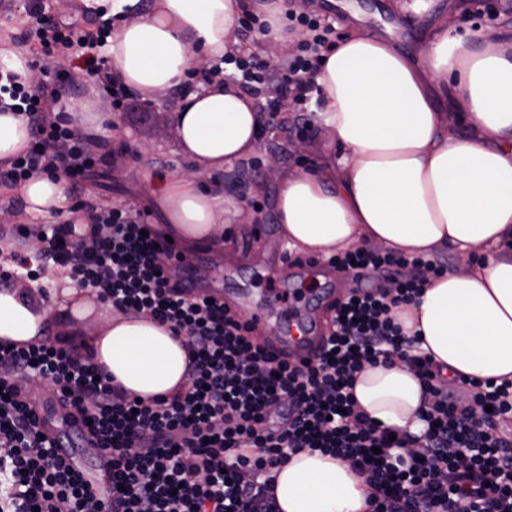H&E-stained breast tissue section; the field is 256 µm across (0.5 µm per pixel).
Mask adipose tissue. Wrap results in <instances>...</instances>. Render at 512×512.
<instances>
[{
	"instance_id": "1",
	"label": "adipose tissue",
	"mask_w": 512,
	"mask_h": 512,
	"mask_svg": "<svg viewBox=\"0 0 512 512\" xmlns=\"http://www.w3.org/2000/svg\"><path fill=\"white\" fill-rule=\"evenodd\" d=\"M116 18L107 59L143 100L174 93L198 62L223 59L238 44V18L252 0H82ZM323 95L316 121L339 153L317 173L277 175L275 213L288 249L319 256L358 247L409 256L452 249L459 269L428 280L418 303L399 314L407 334L443 374L512 382V36L473 40L444 28L418 56L386 39L351 35L315 77ZM104 89L86 82L64 103L66 119L99 142L112 139ZM180 154L194 175L147 171L143 180L165 235L185 255L222 250L240 214L217 176L248 160L262 140L255 101L222 82L177 100ZM467 133H460V126ZM32 143L26 117L0 112V161ZM35 219L71 214L75 188L58 173L20 185ZM49 300L29 307L20 288L0 290V342H28L52 330L80 338L95 364L131 394L171 396L186 380L181 340L148 317L121 315L63 272ZM420 377L402 363L365 366L353 387L360 411L383 428L420 434L426 402ZM280 512H365L368 487L348 463L302 451L274 471Z\"/></svg>"
}]
</instances>
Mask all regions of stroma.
I'll return each instance as SVG.
<instances>
[{"label":"stroma","instance_id":"35a3bbf8","mask_svg":"<svg viewBox=\"0 0 512 512\" xmlns=\"http://www.w3.org/2000/svg\"><path fill=\"white\" fill-rule=\"evenodd\" d=\"M351 2L356 7L352 13L344 9L341 0H311L309 9L334 21L343 35L358 31L376 34L408 55L418 53L448 16L455 18L461 30L475 35L492 36L512 29V0H494V16L490 19L472 16L471 0H424V10L419 14L409 10L410 0ZM320 107L321 97L315 93L304 111L282 112L283 127L263 136L258 153L252 157L253 167L244 174L241 192L261 203V225H253L257 214L250 207H243L242 229L224 241L226 259H219L214 251L203 247L184 261L187 275L196 284L239 295L251 311L271 308L277 320L314 312L324 321H331V299L340 280L335 273L326 278L316 276L310 254L287 250L279 241L275 186L266 171V160L271 156L284 167L314 172L325 157L336 153V146L324 138L315 121ZM174 109V101L169 100L154 105L142 121L131 124L119 119L114 139L126 144L127 152L115 155L107 165L92 169L75 182L77 198L93 199L101 208L122 205L146 210L150 213L149 223L161 226V218L151 211L140 172H190V164L177 151ZM282 266L292 272L285 282L273 278L274 271Z\"/></svg>","mask_w":512,"mask_h":512}]
</instances>
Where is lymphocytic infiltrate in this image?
<instances>
[{"label": "lymphocytic infiltrate", "instance_id": "lymphocytic-infiltrate-1", "mask_svg": "<svg viewBox=\"0 0 512 512\" xmlns=\"http://www.w3.org/2000/svg\"><path fill=\"white\" fill-rule=\"evenodd\" d=\"M298 32L295 50L271 63L257 50L268 31L262 15L239 20L241 40L222 63L193 72L209 83L229 78L263 96L265 130H275L281 101L303 106L326 53L340 35L301 8L287 13ZM30 17L38 27L37 54L63 59L46 83L27 87L6 74L0 96H9L28 119L33 144L0 171V185L15 187L39 170L77 178L106 164L77 131L52 119L76 71L112 91V106L142 112L145 101L111 75L94 55L107 29L75 31L45 7ZM233 73H226V66ZM48 243L46 263L66 271L82 287L123 312L144 314L190 351L185 385L173 396L150 401L100 377L90 356L74 343L44 339L0 345V512H279L270 472L305 449L340 457L366 478L367 512H512V383L458 377L441 381L430 361L415 352L396 319L426 285L401 276L406 267L438 275L442 265L423 256L357 248L329 257L346 273H385L386 286L353 291L336 306L327 345L314 362L275 359L224 303L194 296L166 274L168 241L150 230L141 211L123 206L96 209L84 226L37 229ZM91 249H82L84 240ZM395 359L422 376L430 401L422 414V438L390 435L355 408L351 388L365 364ZM49 385L63 408L84 421L85 441L106 452L111 493L91 490L43 437L27 403V382ZM489 414L475 427L472 414ZM149 434L151 447L136 442Z\"/></svg>", "mask_w": 512, "mask_h": 512}]
</instances>
